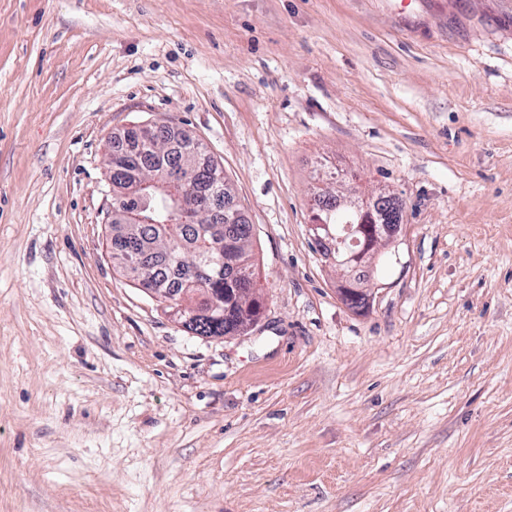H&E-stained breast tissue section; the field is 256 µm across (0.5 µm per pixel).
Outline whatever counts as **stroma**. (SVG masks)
<instances>
[{
  "label": "stroma",
  "mask_w": 512,
  "mask_h": 512,
  "mask_svg": "<svg viewBox=\"0 0 512 512\" xmlns=\"http://www.w3.org/2000/svg\"><path fill=\"white\" fill-rule=\"evenodd\" d=\"M155 122L252 226L245 335L112 261ZM329 185L404 202L360 313ZM0 512H512V0H0ZM154 144H159L158 151L153 148ZM116 146L122 152V157L115 168L112 165V154L109 159L108 178L112 185V206L127 209L133 203L132 196L140 195L145 205L144 214L151 221L162 222L166 219L172 198L164 196L153 187L142 188L144 181L166 183L169 179L157 177L158 172L166 170L171 178L176 168L186 162L190 165L195 160L208 174L216 172L217 162L202 150L203 146L199 142L185 136L174 143L167 126L150 127L143 134L141 128L126 130L123 137H119ZM168 147H171L170 153H166ZM117 193L126 194L115 196ZM324 197H326L325 202L329 199L332 201L331 206H322ZM314 202L315 214L325 223L322 224L319 218H314L312 224H309L308 230L316 242L319 252L327 259L333 261L336 264V268L340 270V276L336 283V290L340 298L343 300L351 295L365 293L355 272L385 238L381 239L377 234L371 235L370 238L366 239L361 248L363 232L358 227L368 223H360L359 216L355 211L336 209L335 195L323 193L317 197L315 196ZM329 224H331L335 234L344 238L346 247L356 252L348 253L347 257L341 258L339 248L341 240L335 238ZM354 239L358 240L359 243L357 245L352 244Z\"/></svg>",
  "instance_id": "1"
}]
</instances>
